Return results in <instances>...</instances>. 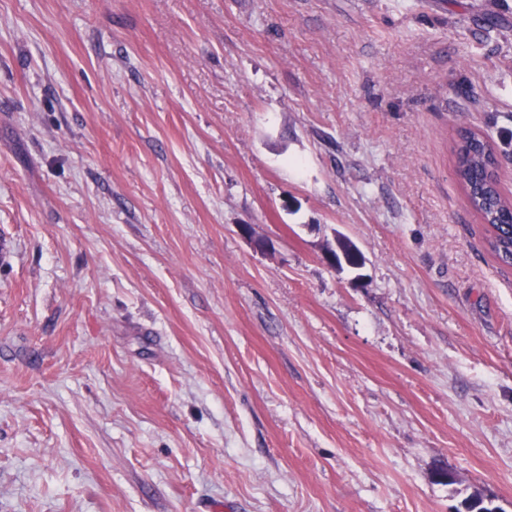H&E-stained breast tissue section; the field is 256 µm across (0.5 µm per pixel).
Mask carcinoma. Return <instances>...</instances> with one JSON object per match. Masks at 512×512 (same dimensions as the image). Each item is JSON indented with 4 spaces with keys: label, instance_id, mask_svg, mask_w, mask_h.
<instances>
[{
    "label": "carcinoma",
    "instance_id": "1",
    "mask_svg": "<svg viewBox=\"0 0 512 512\" xmlns=\"http://www.w3.org/2000/svg\"><path fill=\"white\" fill-rule=\"evenodd\" d=\"M497 152L483 135L463 130L454 147L455 175L469 205L494 229L488 245L503 264L512 266V201L506 199L496 176Z\"/></svg>",
    "mask_w": 512,
    "mask_h": 512
}]
</instances>
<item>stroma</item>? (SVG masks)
<instances>
[{
	"instance_id": "1",
	"label": "stroma",
	"mask_w": 512,
	"mask_h": 512,
	"mask_svg": "<svg viewBox=\"0 0 512 512\" xmlns=\"http://www.w3.org/2000/svg\"><path fill=\"white\" fill-rule=\"evenodd\" d=\"M462 127L512 0H0V512H512Z\"/></svg>"
}]
</instances>
